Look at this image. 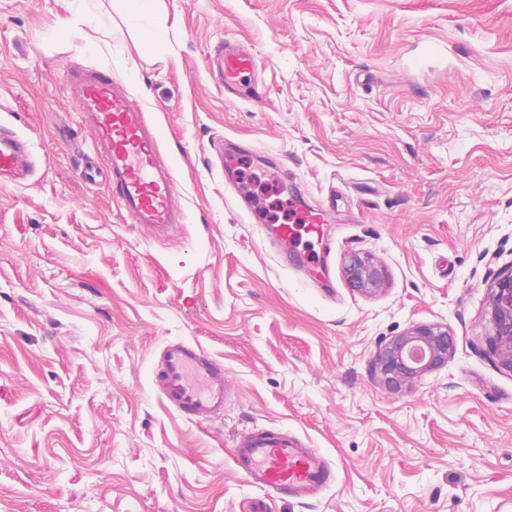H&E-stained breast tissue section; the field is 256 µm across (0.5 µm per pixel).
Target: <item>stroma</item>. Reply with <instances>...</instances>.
I'll return each mask as SVG.
<instances>
[{"instance_id": "1", "label": "stroma", "mask_w": 512, "mask_h": 512, "mask_svg": "<svg viewBox=\"0 0 512 512\" xmlns=\"http://www.w3.org/2000/svg\"><path fill=\"white\" fill-rule=\"evenodd\" d=\"M227 37L257 56L260 101L213 83ZM75 68L144 106L185 198L174 242L77 174ZM0 121L41 160L0 185V512H512V373L486 338L512 265V0H100L92 18L0 0ZM242 175L273 211L298 186L335 194L326 264L279 267ZM354 253L385 268L382 292L350 288ZM429 324L454 337L447 363L389 389L380 349ZM170 340L223 362L219 418L153 393ZM255 426L301 437L334 482L304 503L249 485L232 448Z\"/></svg>"}]
</instances>
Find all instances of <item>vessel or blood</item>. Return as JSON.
Here are the masks:
<instances>
[{
	"instance_id": "1",
	"label": "vessel or blood",
	"mask_w": 512,
	"mask_h": 512,
	"mask_svg": "<svg viewBox=\"0 0 512 512\" xmlns=\"http://www.w3.org/2000/svg\"><path fill=\"white\" fill-rule=\"evenodd\" d=\"M212 70L225 93L243 92L242 78L255 76L257 58L238 44L217 45ZM66 91L81 124L93 133L95 153L106 161L98 168L82 160L80 173L89 181L104 180L125 216L146 228L154 243L171 242L185 222L184 197L173 168L159 158L155 131L143 107L132 101L124 85L95 69L70 70ZM36 169L28 140L12 126L0 123V179L25 186ZM292 223L275 227L274 248L282 263L294 256L311 257L313 241L323 235L325 205L291 199ZM152 387L163 405L193 422L212 420L224 411L229 384L221 362L200 344L170 341L152 371ZM233 463L251 485L285 498L307 499L333 479L330 460L285 429L255 427L234 442Z\"/></svg>"
}]
</instances>
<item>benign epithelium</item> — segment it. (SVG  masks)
Returning <instances> with one entry per match:
<instances>
[{"instance_id":"obj_1","label":"benign epithelium","mask_w":512,"mask_h":512,"mask_svg":"<svg viewBox=\"0 0 512 512\" xmlns=\"http://www.w3.org/2000/svg\"><path fill=\"white\" fill-rule=\"evenodd\" d=\"M350 286L366 294H377L387 285L383 266L368 256L351 255L344 266ZM491 332L488 344L499 363L512 371V272L501 277L487 298ZM454 339L441 325H421L394 337L379 353L377 367L383 383L400 390L425 372L448 361Z\"/></svg>"}]
</instances>
